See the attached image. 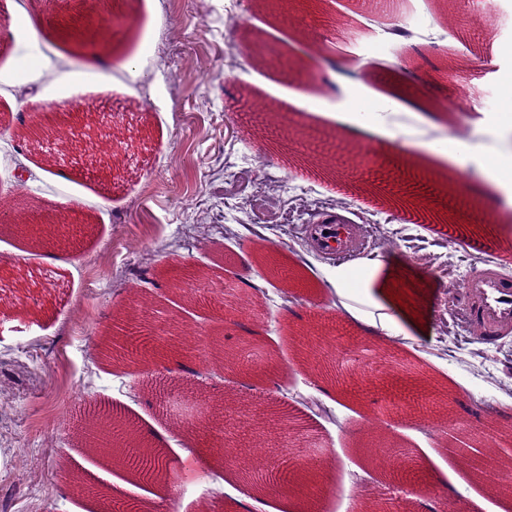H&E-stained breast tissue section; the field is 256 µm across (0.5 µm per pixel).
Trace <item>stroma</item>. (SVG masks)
Wrapping results in <instances>:
<instances>
[{"label":"stroma","mask_w":512,"mask_h":512,"mask_svg":"<svg viewBox=\"0 0 512 512\" xmlns=\"http://www.w3.org/2000/svg\"><path fill=\"white\" fill-rule=\"evenodd\" d=\"M499 18L478 0H400L378 11L323 0L321 15L267 10L262 0H81L79 24L46 0H0V116L30 121L39 97L52 112L103 122L85 147L55 163L54 142L0 138V278L24 273L23 294L0 309V492L10 512H95L57 478L81 458L85 477L115 499L164 492L166 512H228L225 469L193 458L164 489L120 461L84 457L76 429L92 406L116 409L164 456L184 457L226 432L228 456L274 478L310 464L326 492L314 512H423L419 499L455 496L461 512H504L512 489L476 471L466 447L492 462L512 442V335L484 343L474 326L445 340L459 294L432 254H461L439 238L445 181L482 187L477 155L512 158L503 90L512 85V0ZM259 41L304 74L237 52ZM372 101L381 132L362 141L340 113L350 91ZM296 117L350 146L376 148L377 165L350 179L333 156L306 164ZM462 167L433 144L459 127ZM248 164L252 186L281 197L314 185L334 201L301 204L303 221L276 224L262 206L224 220V160ZM86 222L63 246L32 248L30 214ZM327 212L368 226L369 257L316 255L304 221ZM512 203L467 217L469 233L512 239ZM194 268L172 287L167 272ZM405 281L409 313L386 290ZM179 322L181 360L134 364L97 355L115 318ZM390 314L402 331L362 325Z\"/></svg>","instance_id":"35a3bbf8"}]
</instances>
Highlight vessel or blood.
<instances>
[{"label":"vessel or blood","mask_w":512,"mask_h":512,"mask_svg":"<svg viewBox=\"0 0 512 512\" xmlns=\"http://www.w3.org/2000/svg\"><path fill=\"white\" fill-rule=\"evenodd\" d=\"M308 236L321 253L346 255L357 252L354 225L335 215L307 225ZM460 300L467 323L479 326L484 338L495 341L512 335V277L494 268H473L465 277Z\"/></svg>","instance_id":"vessel-or-blood-1"}]
</instances>
